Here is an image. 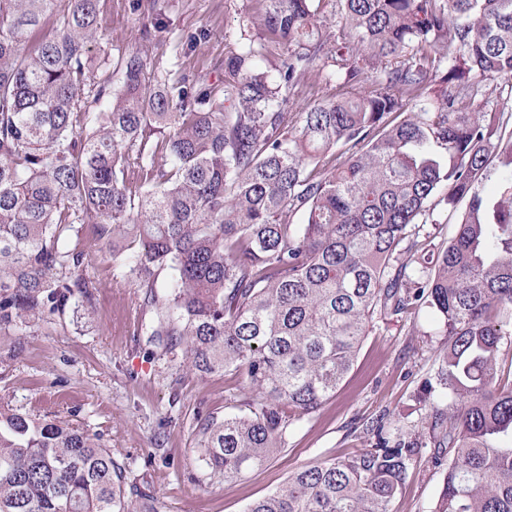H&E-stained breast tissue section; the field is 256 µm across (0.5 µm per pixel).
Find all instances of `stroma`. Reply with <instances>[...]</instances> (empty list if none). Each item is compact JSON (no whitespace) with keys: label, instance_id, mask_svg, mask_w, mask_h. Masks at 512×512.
Returning a JSON list of instances; mask_svg holds the SVG:
<instances>
[{"label":"stroma","instance_id":"1","mask_svg":"<svg viewBox=\"0 0 512 512\" xmlns=\"http://www.w3.org/2000/svg\"><path fill=\"white\" fill-rule=\"evenodd\" d=\"M264 0H169L167 28L142 40L156 16L153 0H97L98 34L114 39L113 56L140 51L162 74L212 83L224 77V58L257 38ZM206 31L196 49L189 35ZM419 236L422 265L434 266L454 236L458 213L439 199ZM85 229L89 272L99 281L90 305L14 342L0 339V402L40 417L87 425L128 471L131 500L149 495L155 512H245L255 499L319 459L341 458L375 442L372 425L389 439L416 436L420 444L393 512H430L448 469L432 436L437 400L431 391L448 347L441 319L424 306L376 315L357 360L335 396L296 421L286 447L262 468L237 479L215 475L198 451L199 416L243 410L251 390L238 377L203 375L150 341L149 309Z\"/></svg>","mask_w":512,"mask_h":512}]
</instances>
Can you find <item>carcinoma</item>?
I'll list each match as a JSON object with an SVG mask.
<instances>
[{"label": "carcinoma", "instance_id": "1", "mask_svg": "<svg viewBox=\"0 0 512 512\" xmlns=\"http://www.w3.org/2000/svg\"><path fill=\"white\" fill-rule=\"evenodd\" d=\"M265 2L260 29L285 48L276 74L252 40L214 84L162 78L139 52L112 60L96 0H0V336L91 299L94 225L153 313L151 340L253 390L244 412L197 419L207 467L233 479L336 393L375 315L424 305L449 336L432 512H512V380L498 364L512 336V110L473 107L512 84V0H339L334 37L317 0ZM48 18L53 34L31 44ZM315 70L350 87L374 70L378 90L295 113L288 94ZM439 192L467 206L425 270L400 244ZM373 432V447L306 466L246 512H392L418 443ZM0 512L154 507L128 500L96 435L0 404Z\"/></svg>", "mask_w": 512, "mask_h": 512}]
</instances>
